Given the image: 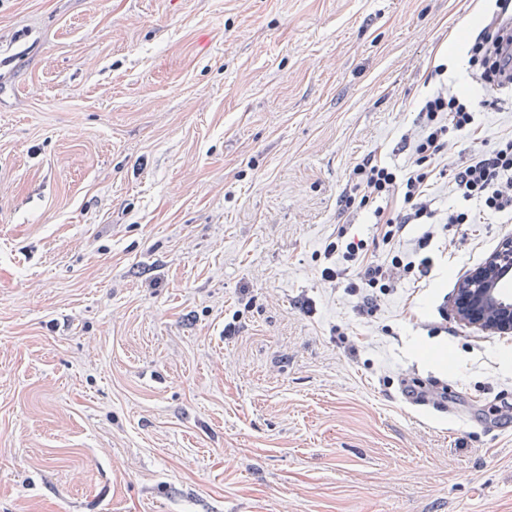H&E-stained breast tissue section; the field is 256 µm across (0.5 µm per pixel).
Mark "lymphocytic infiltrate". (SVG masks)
I'll list each match as a JSON object with an SVG mask.
<instances>
[{
    "mask_svg": "<svg viewBox=\"0 0 512 512\" xmlns=\"http://www.w3.org/2000/svg\"><path fill=\"white\" fill-rule=\"evenodd\" d=\"M480 71L486 91L502 89V75L512 72V32L491 26L476 38L469 59ZM480 108L470 97L436 91L419 112L422 133L413 146L415 160L397 169L369 157L354 170L362 191L361 205H374L377 218L374 239L389 246L390 256L378 262L370 259L365 241L336 239L329 242L326 256H338L339 264L324 267L325 280L347 279L349 291H363V304L373 308L378 296L388 294L404 280L428 277L434 259L428 249L437 221L470 224L474 217L466 211H450L437 216L428 194L434 169L432 164L448 148L453 134L478 130L476 114ZM457 197L479 205L481 211L512 216V139L474 149L465 165L453 170ZM420 226L416 237H409V226Z\"/></svg>",
    "mask_w": 512,
    "mask_h": 512,
    "instance_id": "obj_1",
    "label": "lymphocytic infiltrate"
}]
</instances>
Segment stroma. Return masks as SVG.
I'll use <instances>...</instances> for the list:
<instances>
[{
    "label": "stroma",
    "instance_id": "35a3bbf8",
    "mask_svg": "<svg viewBox=\"0 0 512 512\" xmlns=\"http://www.w3.org/2000/svg\"><path fill=\"white\" fill-rule=\"evenodd\" d=\"M494 10L0 0V512H512V334L452 308L512 222L437 225L430 277L370 314L321 275L341 230L386 257L352 171L409 166L433 91L484 98L448 50ZM470 150L438 210L476 211Z\"/></svg>",
    "mask_w": 512,
    "mask_h": 512
}]
</instances>
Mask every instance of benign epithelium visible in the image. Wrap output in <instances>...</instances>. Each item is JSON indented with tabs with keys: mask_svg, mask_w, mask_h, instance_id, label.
Listing matches in <instances>:
<instances>
[{
	"mask_svg": "<svg viewBox=\"0 0 512 512\" xmlns=\"http://www.w3.org/2000/svg\"><path fill=\"white\" fill-rule=\"evenodd\" d=\"M512 271V243L494 253L487 263L471 274L458 293L465 304H454L459 320L469 326L499 333L512 332V300L497 295L501 277Z\"/></svg>",
	"mask_w": 512,
	"mask_h": 512,
	"instance_id": "benign-epithelium-1",
	"label": "benign epithelium"
}]
</instances>
